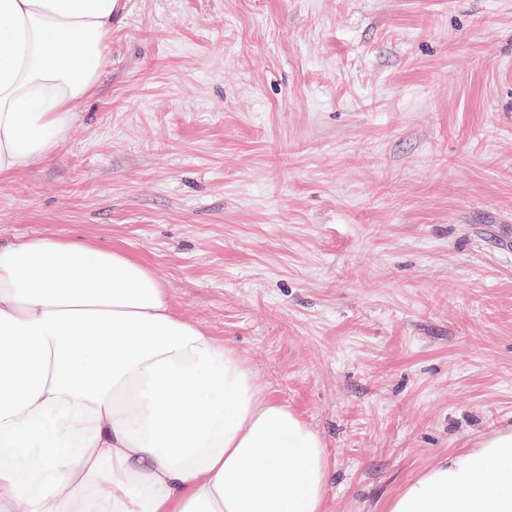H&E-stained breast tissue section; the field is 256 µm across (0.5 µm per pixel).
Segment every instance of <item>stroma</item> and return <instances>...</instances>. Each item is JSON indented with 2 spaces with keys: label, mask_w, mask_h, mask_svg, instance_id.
Instances as JSON below:
<instances>
[{
  "label": "stroma",
  "mask_w": 512,
  "mask_h": 512,
  "mask_svg": "<svg viewBox=\"0 0 512 512\" xmlns=\"http://www.w3.org/2000/svg\"><path fill=\"white\" fill-rule=\"evenodd\" d=\"M120 248L321 435L327 512L512 427V0H129L0 243Z\"/></svg>",
  "instance_id": "stroma-1"
}]
</instances>
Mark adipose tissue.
Segmentation results:
<instances>
[{
	"instance_id": "1",
	"label": "adipose tissue",
	"mask_w": 512,
	"mask_h": 512,
	"mask_svg": "<svg viewBox=\"0 0 512 512\" xmlns=\"http://www.w3.org/2000/svg\"><path fill=\"white\" fill-rule=\"evenodd\" d=\"M123 0H0V178L50 159ZM321 436L118 248L0 244V512H325ZM386 512H512V429L407 481Z\"/></svg>"
}]
</instances>
